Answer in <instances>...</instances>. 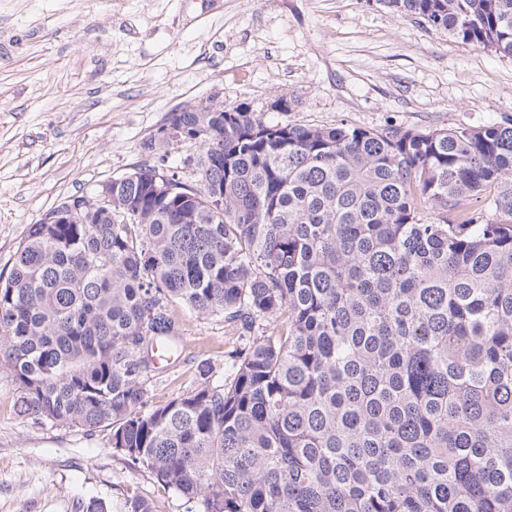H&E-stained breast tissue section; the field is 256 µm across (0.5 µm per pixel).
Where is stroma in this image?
I'll return each instance as SVG.
<instances>
[{
    "instance_id": "stroma-1",
    "label": "stroma",
    "mask_w": 512,
    "mask_h": 512,
    "mask_svg": "<svg viewBox=\"0 0 512 512\" xmlns=\"http://www.w3.org/2000/svg\"><path fill=\"white\" fill-rule=\"evenodd\" d=\"M213 96L289 124L473 128L512 117V57L376 0H0V274L47 210L161 161L147 143L167 113ZM280 96L287 111L267 110ZM174 312L179 358L148 381L155 406L193 390L199 362L223 372L241 344L222 318ZM17 398L0 368V512L132 494L187 512L113 449L110 429L33 422Z\"/></svg>"
}]
</instances>
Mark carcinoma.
<instances>
[{
	"instance_id": "cac0c4a2",
	"label": "carcinoma",
	"mask_w": 512,
	"mask_h": 512,
	"mask_svg": "<svg viewBox=\"0 0 512 512\" xmlns=\"http://www.w3.org/2000/svg\"><path fill=\"white\" fill-rule=\"evenodd\" d=\"M377 2L512 57V0ZM165 122L151 149L181 165L49 211L0 279L19 413L110 428L190 512H512V118L379 131L201 100ZM176 304L256 335L151 406Z\"/></svg>"
}]
</instances>
